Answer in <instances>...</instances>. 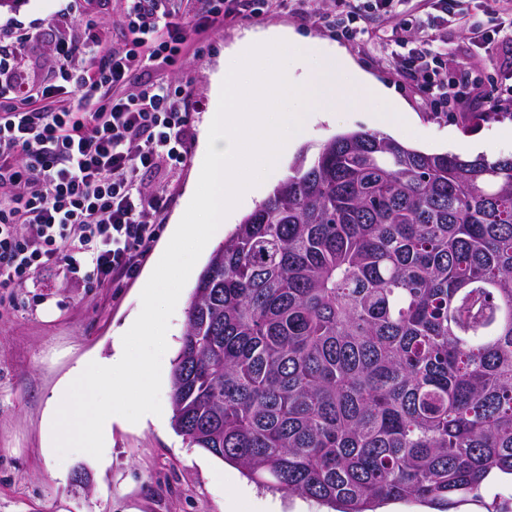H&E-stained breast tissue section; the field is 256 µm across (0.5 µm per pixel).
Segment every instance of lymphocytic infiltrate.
<instances>
[{"instance_id":"obj_1","label":"lymphocytic infiltrate","mask_w":512,"mask_h":512,"mask_svg":"<svg viewBox=\"0 0 512 512\" xmlns=\"http://www.w3.org/2000/svg\"><path fill=\"white\" fill-rule=\"evenodd\" d=\"M133 38L109 47L88 28L53 48L52 79L33 86L15 41L0 42V307L10 289L47 268L87 288L136 275L156 240L162 193L144 172L182 164L190 150L191 106L180 87L147 83L140 70L172 62L191 35L239 12L240 0H126ZM396 66L428 86L437 111L460 106L446 62L411 41Z\"/></svg>"}]
</instances>
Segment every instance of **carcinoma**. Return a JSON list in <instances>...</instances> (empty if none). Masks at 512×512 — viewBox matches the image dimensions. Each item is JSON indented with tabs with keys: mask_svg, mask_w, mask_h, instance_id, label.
I'll use <instances>...</instances> for the list:
<instances>
[{
	"mask_svg": "<svg viewBox=\"0 0 512 512\" xmlns=\"http://www.w3.org/2000/svg\"><path fill=\"white\" fill-rule=\"evenodd\" d=\"M172 424L335 512H449L512 474V156L327 140L212 252Z\"/></svg>",
	"mask_w": 512,
	"mask_h": 512,
	"instance_id": "cac0c4a2",
	"label": "carcinoma"
}]
</instances>
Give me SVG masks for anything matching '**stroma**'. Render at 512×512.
Masks as SVG:
<instances>
[{"mask_svg":"<svg viewBox=\"0 0 512 512\" xmlns=\"http://www.w3.org/2000/svg\"><path fill=\"white\" fill-rule=\"evenodd\" d=\"M124 6L125 0H24L17 10L0 13V34L26 38L23 63L38 82L48 73L49 52L58 37L82 39L86 22L103 30L112 47H124L131 38ZM400 10L401 17L418 22L416 39L447 44L452 58L449 80L468 83L476 94L503 88L512 71V46L502 33L505 17L496 0H459L445 17L434 0H400ZM398 18L367 8L365 34L349 41L328 32L323 23L284 9L248 13L205 35L191 36L186 52L174 64L151 62L143 68V79L187 86L196 101L190 152L183 164L144 176L145 183L163 192L168 202L152 254L134 278L116 288H84L59 270H46L35 286L15 289L13 307L0 312V512H329L318 500L259 487L237 467L188 447L172 427L173 361L186 327L189 299L208 254L200 255L169 322L160 394L166 418L161 425L114 426L110 461L100 468L86 453L61 458L49 450V401L75 367L111 353L113 337L140 308L142 283L160 260L196 179L213 89L224 72L225 58L241 39L290 31L341 50L352 71L394 90L412 122L411 134L398 136L406 145L463 156L467 144L481 138L488 144V159L512 155V108L485 119L475 95L465 108L434 111L428 92L408 73L386 63L388 49L401 35ZM472 30L482 32L484 41H470ZM371 127L362 109L328 120L310 113L307 132L288 159L314 157L334 135ZM78 470L89 473L90 488L75 485ZM501 507L512 508V478L485 481L479 491L459 498L452 512H497Z\"/></svg>","mask_w":512,"mask_h":512,"instance_id":"obj_1","label":"stroma"}]
</instances>
